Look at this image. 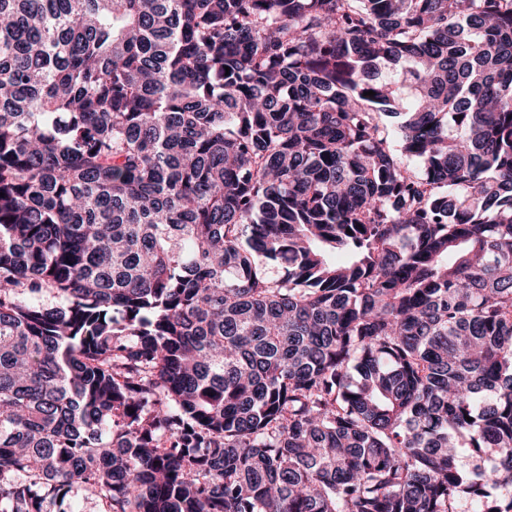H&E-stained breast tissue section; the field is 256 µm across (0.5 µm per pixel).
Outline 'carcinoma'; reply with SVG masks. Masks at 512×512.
<instances>
[{"instance_id":"carcinoma-1","label":"carcinoma","mask_w":512,"mask_h":512,"mask_svg":"<svg viewBox=\"0 0 512 512\" xmlns=\"http://www.w3.org/2000/svg\"><path fill=\"white\" fill-rule=\"evenodd\" d=\"M0 192V512H512V0H0Z\"/></svg>"}]
</instances>
